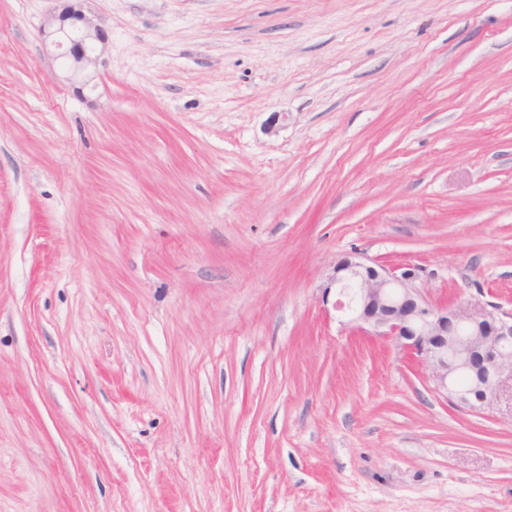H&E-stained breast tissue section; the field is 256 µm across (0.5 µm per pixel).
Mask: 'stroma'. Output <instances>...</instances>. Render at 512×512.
I'll use <instances>...</instances> for the list:
<instances>
[{"mask_svg": "<svg viewBox=\"0 0 512 512\" xmlns=\"http://www.w3.org/2000/svg\"><path fill=\"white\" fill-rule=\"evenodd\" d=\"M57 5L0 0V512H512V392L321 290L512 308V0H82V94ZM44 33L47 39L52 37L49 44L70 70L71 77L88 83L102 64L106 43L103 30L78 3H68L47 19Z\"/></svg>", "mask_w": 512, "mask_h": 512, "instance_id": "obj_1", "label": "stroma"}]
</instances>
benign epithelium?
Instances as JSON below:
<instances>
[{"mask_svg":"<svg viewBox=\"0 0 512 512\" xmlns=\"http://www.w3.org/2000/svg\"><path fill=\"white\" fill-rule=\"evenodd\" d=\"M45 37L74 79L91 80L102 64L103 30L77 3L47 19ZM414 264L389 267L359 254L334 265L322 285L336 291V311L357 331L392 341L421 366L434 389L468 410L490 405L512 382V309L479 300L434 306ZM467 335H460L461 330ZM468 385H459V377Z\"/></svg>","mask_w":512,"mask_h":512,"instance_id":"1","label":"benign epithelium"}]
</instances>
